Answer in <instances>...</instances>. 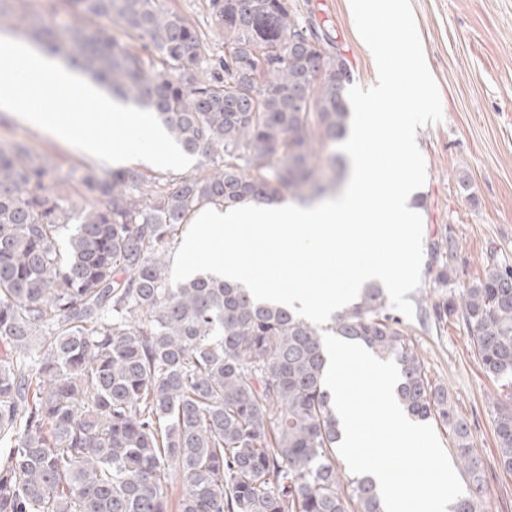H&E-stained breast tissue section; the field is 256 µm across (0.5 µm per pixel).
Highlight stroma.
<instances>
[{"mask_svg":"<svg viewBox=\"0 0 512 512\" xmlns=\"http://www.w3.org/2000/svg\"><path fill=\"white\" fill-rule=\"evenodd\" d=\"M326 23L353 67L354 84H375L377 71L359 37L349 0H295ZM425 60L442 100L440 123L418 129L427 180L418 194L423 241L456 243L455 288L482 276L490 262L512 265V0H411ZM23 143L47 155L55 182L75 185L91 159L80 149L0 111V144ZM433 276L408 293L403 324L429 377L447 387L468 422L484 471L481 512H512V476L500 470L490 407L502 395L475 358L462 320L438 323Z\"/></svg>","mask_w":512,"mask_h":512,"instance_id":"obj_1","label":"stroma"}]
</instances>
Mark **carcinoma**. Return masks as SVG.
<instances>
[{
	"label": "carcinoma",
	"instance_id": "carcinoma-1",
	"mask_svg": "<svg viewBox=\"0 0 512 512\" xmlns=\"http://www.w3.org/2000/svg\"><path fill=\"white\" fill-rule=\"evenodd\" d=\"M209 12L218 59L169 0H45L40 15L0 0V33L32 37L206 158L175 180L88 167L76 210L47 159L0 146V512H383L373 479L336 463L325 331L396 362L398 403L448 430L471 480L453 512H478L469 428L383 288L319 327L209 273L171 283V245L203 206L311 203L346 167L327 149L348 133L353 73L325 25L290 0H209ZM300 91L313 111L293 106ZM430 254L448 287L453 239ZM432 309L461 319L485 372L512 387L511 266L487 265ZM492 411L511 475L512 405Z\"/></svg>",
	"mask_w": 512,
	"mask_h": 512
}]
</instances>
